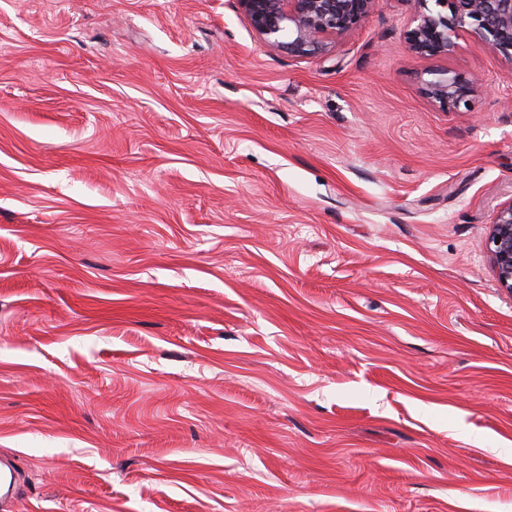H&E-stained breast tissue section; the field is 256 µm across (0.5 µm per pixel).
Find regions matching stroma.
I'll use <instances>...</instances> for the list:
<instances>
[{"label": "stroma", "instance_id": "stroma-1", "mask_svg": "<svg viewBox=\"0 0 512 512\" xmlns=\"http://www.w3.org/2000/svg\"><path fill=\"white\" fill-rule=\"evenodd\" d=\"M419 9L295 57L238 0H0L14 512H512V63ZM436 77L425 83V94L448 109L467 106L469 99L481 86L477 77H467L449 70L433 73ZM488 246L498 286L512 293V199L498 208Z\"/></svg>", "mask_w": 512, "mask_h": 512}]
</instances>
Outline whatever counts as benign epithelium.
<instances>
[{
  "instance_id": "7a95c632",
  "label": "benign epithelium",
  "mask_w": 512,
  "mask_h": 512,
  "mask_svg": "<svg viewBox=\"0 0 512 512\" xmlns=\"http://www.w3.org/2000/svg\"><path fill=\"white\" fill-rule=\"evenodd\" d=\"M378 0H238L253 29L269 45L296 57L326 51L337 37L359 24ZM405 31L409 50L421 57L448 56L459 50L462 34L475 46L512 63V0H433ZM449 13H444L443 9ZM480 86L478 78L438 71L425 83V94L443 107L468 105ZM488 246L498 286L512 293V198L492 221Z\"/></svg>"
}]
</instances>
